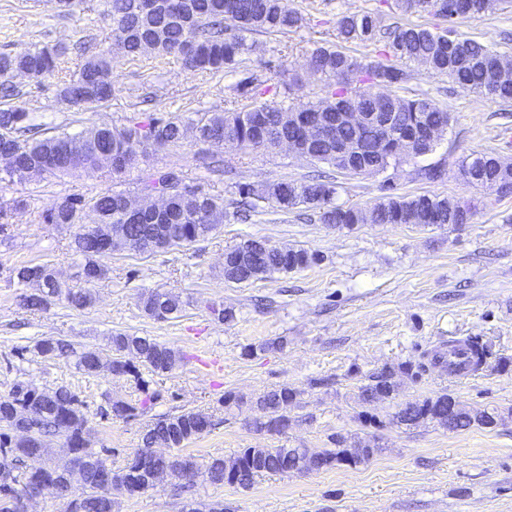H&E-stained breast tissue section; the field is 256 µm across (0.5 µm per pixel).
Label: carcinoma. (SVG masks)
<instances>
[{
  "instance_id": "1",
  "label": "carcinoma",
  "mask_w": 512,
  "mask_h": 512,
  "mask_svg": "<svg viewBox=\"0 0 512 512\" xmlns=\"http://www.w3.org/2000/svg\"><path fill=\"white\" fill-rule=\"evenodd\" d=\"M476 0H396L404 13H427L446 22L472 15ZM107 15L112 19V43L130 60L147 53L156 58H173L190 70L216 77L243 67L252 51L249 37L253 34H286L301 28L305 18L298 10L287 9L282 0H107ZM336 39L345 43H372L377 58H357L336 45L315 47L310 58L320 62L317 74L326 78L325 95L317 103L301 99L284 107L263 99L270 92L254 74L236 84V91L248 103L221 112H208L197 121H187L179 114L151 117L133 129H118L107 124L98 126L105 144L92 143L76 147V137L62 132L48 135L34 123L32 113L21 106L0 108V154L10 156L11 166L0 167V183H27L44 175L65 174L79 169L107 170L114 175L136 167L148 150L180 146L188 140L202 142L205 134L218 139L214 147L224 146V131L235 134L242 149H274L283 137L296 142L309 158L348 173L359 174L367 169L381 172L390 165L406 162L402 153L412 146L426 128L448 121V109L428 94L403 97L371 94L365 84L394 87L408 78L403 66L428 63L435 75L447 76L466 92L501 102H512V83H492L485 66L488 56L497 53L491 46L477 40L458 37L448 28L401 24L380 33L377 18L370 14H341L336 17ZM66 47L36 45L16 55H0V92L12 96L16 86L12 78L21 75L40 84L57 78L62 100L73 106H103L112 99V49H101L83 57L78 69L66 76L61 57ZM393 101L392 118L395 135L385 136L374 121L361 128H336L338 112H383V100ZM293 119L286 120L285 114ZM324 113L323 121L337 134L301 138V127ZM350 140L355 154L349 162H336V140ZM460 173H473L467 184L484 187L509 176L500 172L497 156L492 152H471L458 163ZM142 189L167 192L164 207L142 215L138 224L125 221L124 204L131 197L127 189L107 188L91 198L63 196L53 207L41 213L42 223L59 228L77 227L71 249L78 257L75 278L83 288L61 283L51 265H21L11 271L20 283H36L35 292L23 297V306L30 312H43L57 303L83 309L93 301L91 285L105 278V260L112 252L125 248L124 241L135 239L143 251L155 252L173 247L190 246L207 238L219 225L230 220L224 200L210 195L203 188L183 183L180 173L171 169L157 172L141 183ZM388 194L372 209L373 224H455L459 217L472 221L474 207L467 201L437 195L401 196L391 184ZM238 192L271 207L288 212L299 206L318 210L319 220L336 227L352 228L365 223L363 211L335 202L336 182L318 176L309 180H280L257 184H240ZM30 206L24 198L7 206L0 205V233L6 231L9 213ZM235 267L232 281L245 283L274 273L294 272L320 261L318 255L302 247H280L265 239H247L225 252ZM141 308L154 320H168L182 312L181 297L169 291H152L143 296ZM470 351L469 369L475 374L491 362L505 369L509 359L494 357L492 346L478 337L448 342V353L458 348ZM112 374L131 377L136 398L110 403L112 415L131 420L143 414L158 397L142 377L140 366L153 373H170L183 361L175 348L147 336L116 332L110 337ZM36 354L45 359H65L84 374L96 373L101 352L95 347L76 349L62 339L44 337L34 346ZM371 383L362 387L361 400L370 403L382 400L397 387L396 372L383 368L370 375ZM300 391L282 386L257 397L254 405L264 418L254 421L257 430L282 432L288 429L289 410L297 403ZM30 406L42 414L40 425L19 438L11 433L9 419L17 406ZM86 402L80 393L68 386L54 390L40 388L32 380L16 383L10 392L0 396V512L5 501L19 494L23 485H38L54 474L62 485L65 475L42 458L31 457L30 449L51 437L62 439L78 465L83 480L81 488L64 494L67 512H113L114 493L135 496L153 489L154 468L140 456L151 448H169L164 471L182 485L194 484V477L203 476L213 485L225 483L249 488L263 474L314 472L340 465L363 463L375 449L362 448L349 456L347 438L331 437L334 447L311 458L303 448H244L231 460L217 457L202 469L190 455L180 453L191 441L209 433L214 427L212 416L195 410L163 415L147 427L141 446L127 459L124 467L115 470L109 461V450L96 447L94 431L85 413ZM494 412L471 411L447 394L407 402L395 413L401 424L431 421L450 432L467 430L475 425L491 427ZM182 512H224V503L189 501Z\"/></svg>"
}]
</instances>
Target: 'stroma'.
Wrapping results in <instances>:
<instances>
[{"instance_id":"1","label":"stroma","mask_w":512,"mask_h":512,"mask_svg":"<svg viewBox=\"0 0 512 512\" xmlns=\"http://www.w3.org/2000/svg\"><path fill=\"white\" fill-rule=\"evenodd\" d=\"M306 24L288 34L252 35L247 66L275 91L278 103L319 101L325 81L308 70L316 46L335 44L333 21L341 13L376 15L380 27L404 20L442 27L424 13L404 16L389 0H286ZM457 34L492 46L512 57V10L493 5L487 12L457 20ZM112 42L106 0H76L60 9L57 0H0V53L19 54L36 45L61 44L66 72L75 71L78 46ZM286 58L288 74L274 64ZM408 78L397 92L426 93L447 106L452 121L434 150L375 175L337 172L336 201L370 209L392 183L400 195H438L470 200L472 223L458 227L411 224H359L336 228L321 223L316 210L299 207L282 213L260 204L244 221L224 223L208 238L187 248L157 253L113 252L108 276L93 286L95 303L73 309L59 303L30 313L22 302L27 287L10 279L12 267L47 262L66 284H73L75 258L71 229L39 223L37 214L65 195L92 196L110 186L135 189L142 179L170 168L186 184L199 183L205 145L187 142L152 153L121 176L76 171L30 183H0V202L30 199L17 211L0 242V395L15 382L31 380L43 388L62 385L81 391L99 445L109 448L113 467L124 466L141 444V433L159 416L184 409L211 414L210 433L188 445L199 466L214 457L231 459L244 448L330 447L334 435L373 447L374 455L356 466L337 465L311 473L266 474L250 488L216 486L200 479L186 490L165 479L155 489L118 499L115 512H182L190 500L222 501L225 512H512V368H487L458 380L433 363L449 341L477 336L496 355L512 359V196L469 186L458 161L474 151L496 154L512 163V103L502 104L463 91L447 77L424 66L407 65ZM235 77L212 78L185 69L178 61L152 56L135 62L115 57L113 96L96 109L61 101L56 80L33 88L17 79L15 105L34 112L49 132L84 134L108 124L119 128L145 120L141 99L152 95L160 112L197 119L238 100ZM222 154L232 167L220 179L203 184L236 211L240 183L299 180L323 165L284 149L243 151L229 146ZM443 165V180L430 182L421 167ZM278 246H301L318 254L311 267L277 273L247 283L224 278V254L246 238ZM153 290L180 293L186 306L178 317L157 321L141 310L142 295ZM235 311L224 323L211 307ZM116 331L148 336L179 350L184 362L165 374L145 372L158 399L140 417L125 421L108 415L110 401L130 398V381L103 370L87 377L62 359H43L29 348L44 336L74 346L98 348ZM282 339L277 350L260 344ZM423 364L419 378H401L388 399L364 405L360 388L383 366ZM289 386L299 391L283 432L257 431L250 410L226 411L225 393L250 400ZM448 393L474 410H496L489 428L451 432L427 421L406 426L393 415L405 402ZM375 415L364 422L362 412Z\"/></svg>"}]
</instances>
